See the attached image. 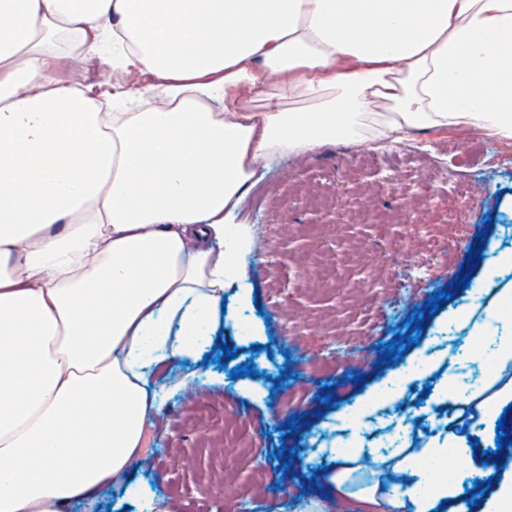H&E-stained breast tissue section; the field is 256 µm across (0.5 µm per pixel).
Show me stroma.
Here are the masks:
<instances>
[{
	"mask_svg": "<svg viewBox=\"0 0 512 512\" xmlns=\"http://www.w3.org/2000/svg\"><path fill=\"white\" fill-rule=\"evenodd\" d=\"M476 142L468 158L449 154V142ZM238 220L254 226L259 250L247 260L249 307L233 292L221 306V331L207 353L211 364L162 370L155 385L163 408L146 433L144 456L126 485L101 493L96 512H138L130 488L156 491L154 512H336L324 493L344 467L332 450L336 414L389 374L381 345L431 296L449 288L471 247L488 272L495 246L512 244V139L468 128L414 131L381 147L335 141L307 157L268 160L241 205ZM485 241H477L480 230ZM429 269L415 283L410 267ZM257 328L246 339L238 315ZM236 349L226 357L218 344ZM263 359L258 375L231 377L232 368ZM225 368H218V360ZM362 374L354 382L353 374ZM440 365L426 381L372 418L371 437L400 426L409 447L452 426L470 427L475 405L463 410L432 405L428 386L447 377ZM299 417L297 428L287 427ZM294 449L295 468L277 488L279 448ZM482 450L460 460L474 483L481 512L494 488L512 480V452L500 455L499 477L486 476ZM491 481L488 490L480 489Z\"/></svg>",
	"mask_w": 512,
	"mask_h": 512,
	"instance_id": "obj_1",
	"label": "stroma"
}]
</instances>
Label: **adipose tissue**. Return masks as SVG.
<instances>
[{"mask_svg": "<svg viewBox=\"0 0 512 512\" xmlns=\"http://www.w3.org/2000/svg\"><path fill=\"white\" fill-rule=\"evenodd\" d=\"M78 59L119 67L91 96ZM466 127L512 138V0H0V512H70L140 459L160 366L197 360L226 289L248 300L251 225L228 219L268 157ZM512 365V286L449 317ZM411 360L341 420L426 376ZM454 433L366 501L436 512Z\"/></svg>", "mask_w": 512, "mask_h": 512, "instance_id": "adipose-tissue-1", "label": "adipose tissue"}]
</instances>
